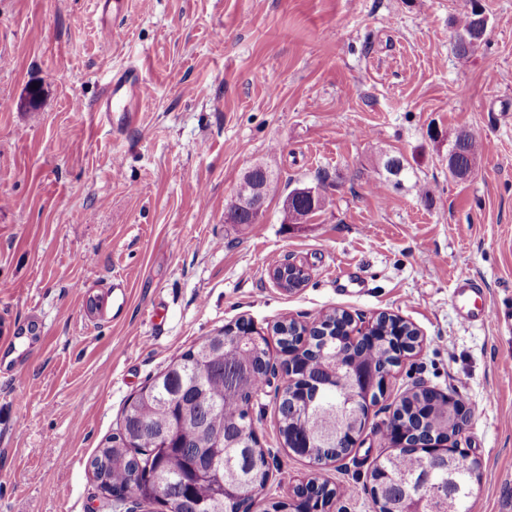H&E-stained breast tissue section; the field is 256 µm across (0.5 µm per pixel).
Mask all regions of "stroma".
Segmentation results:
<instances>
[{"label": "stroma", "mask_w": 512, "mask_h": 512, "mask_svg": "<svg viewBox=\"0 0 512 512\" xmlns=\"http://www.w3.org/2000/svg\"><path fill=\"white\" fill-rule=\"evenodd\" d=\"M124 2L130 26L99 0H0V326L43 331L0 358V512H132L102 498L89 458L171 359L243 318L275 367L250 404L270 463L250 512L314 476L350 490L329 512H376L380 431L419 385L469 411L455 446L480 464L471 512H512V325L464 322L452 301L467 275L512 309V0H480L485 42L465 57L459 0ZM133 63L143 108L109 125L93 106ZM462 127L489 145L465 180L448 169ZM259 163L278 195L249 229L225 223ZM296 187L326 205L286 224ZM275 257L301 287L278 286ZM336 308L360 326L397 315L422 343L358 445L317 466L279 434L274 327Z\"/></svg>", "instance_id": "35a3bbf8"}]
</instances>
